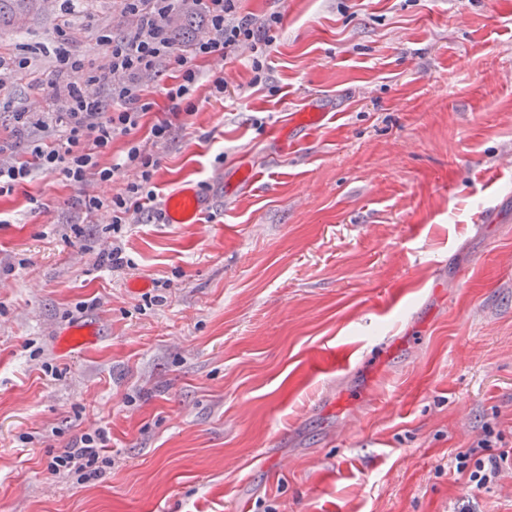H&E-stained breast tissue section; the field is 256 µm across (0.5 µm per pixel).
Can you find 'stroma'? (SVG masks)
Wrapping results in <instances>:
<instances>
[{
  "mask_svg": "<svg viewBox=\"0 0 512 512\" xmlns=\"http://www.w3.org/2000/svg\"><path fill=\"white\" fill-rule=\"evenodd\" d=\"M62 4L0 52L51 78ZM242 7L285 15L262 82L205 63L228 94L196 84L157 152L158 198L199 183L203 223L125 225L115 269L61 177L0 197V512H512L511 476L474 497L453 470L485 428L512 446V0ZM89 10L65 48L93 59L115 6ZM43 99L1 89L0 136ZM100 427L105 473L50 471ZM101 338V328L94 320H80L60 335L59 345L64 348L75 349L94 345Z\"/></svg>",
  "mask_w": 512,
  "mask_h": 512,
  "instance_id": "1",
  "label": "stroma"
}]
</instances>
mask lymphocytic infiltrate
I'll list each match as a JSON object with an SVG mask.
<instances>
[{
  "label": "lymphocytic infiltrate",
  "instance_id": "f902f5d3",
  "mask_svg": "<svg viewBox=\"0 0 512 512\" xmlns=\"http://www.w3.org/2000/svg\"><path fill=\"white\" fill-rule=\"evenodd\" d=\"M122 18L130 25L124 37L103 31L97 39L104 51L102 63L65 52L55 56V80L50 85L51 109L19 112L17 129L33 128L25 152L16 153L11 142L0 141V196L14 193L35 173L57 174L81 194L77 203L86 214L102 209L112 213V231L134 223L151 210L156 200L153 177L158 167L156 150L172 138L173 121L181 117L180 100L202 79L199 64L231 54H249L254 82H261L264 62L273 43L272 32L282 26L284 16L273 12L255 17L243 11L241 0H117ZM198 19L200 32L189 47L172 37L184 20ZM173 73L166 96L171 113L152 125L143 120L153 109L151 88L162 71ZM145 139H138L140 130ZM126 138L130 147L122 163L99 164L112 150L115 140ZM133 171L123 194L105 198L86 192L88 183L106 184L120 170ZM111 438L106 429L81 436L76 447L53 456V473L97 476L101 464L109 463ZM512 465V448L492 440L490 434L477 438L456 457V472L467 484L486 488L497 482L506 465Z\"/></svg>",
  "mask_w": 512,
  "mask_h": 512
}]
</instances>
